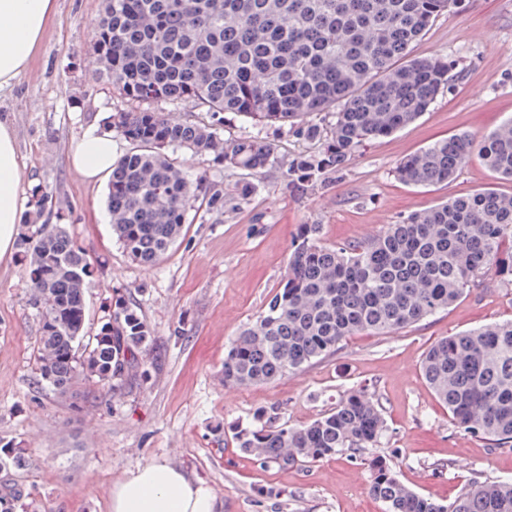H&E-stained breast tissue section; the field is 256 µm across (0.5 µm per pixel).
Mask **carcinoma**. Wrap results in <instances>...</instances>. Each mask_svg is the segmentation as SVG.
<instances>
[{"mask_svg": "<svg viewBox=\"0 0 512 512\" xmlns=\"http://www.w3.org/2000/svg\"><path fill=\"white\" fill-rule=\"evenodd\" d=\"M457 0H104L92 50L100 80L135 103L191 100L216 116L232 112L255 125L280 123L319 155L298 157L284 174L303 191L342 167L362 147L415 122L449 84L448 62L410 57L432 22ZM335 118L323 135L326 115ZM106 128L132 148L108 187L112 232L140 264L160 261L181 237L196 201L224 213V189L167 155L183 148L212 165L260 175L276 159L260 137L226 143L210 125L166 120L149 107L114 112ZM478 154L512 181V119L475 143L452 134L410 155L399 180L434 186L453 180ZM22 224L29 305L40 316L37 372L65 393L94 379L116 396L145 377L151 340L124 293L78 352L94 266L65 225L38 222L52 197L35 191ZM497 268L512 285V194L494 189L453 197L389 224L376 236L327 244L321 225L303 224L288 271L256 320L224 354V385L251 387L301 371L334 354L357 332L392 333L448 309ZM422 375L457 426L498 445L512 444V321L492 322L433 344ZM262 409L241 429L238 447L262 466L317 462L346 449L374 448L387 426L374 398L356 390L306 425L276 424ZM368 493L385 512H512V479L474 482L452 501L422 495L381 459L370 463Z\"/></svg>", "mask_w": 512, "mask_h": 512, "instance_id": "cac0c4a2", "label": "carcinoma"}]
</instances>
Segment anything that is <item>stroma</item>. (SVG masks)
Listing matches in <instances>:
<instances>
[{
	"mask_svg": "<svg viewBox=\"0 0 512 512\" xmlns=\"http://www.w3.org/2000/svg\"><path fill=\"white\" fill-rule=\"evenodd\" d=\"M462 3L436 18L412 51L451 61L448 89L415 123L356 152L325 185L297 194L283 178L293 159L317 154L320 142L230 112L220 128L225 140L259 136L277 146L276 162L253 179L258 189L247 199L235 191L245 172L170 150L177 163L223 186L226 202L220 214L198 210L167 255L147 267L112 234L107 182L85 180L69 159L87 127L127 107L97 79L92 39L103 2L56 0V19L28 72L0 94V119L13 129L24 191L52 194L95 265L85 335L107 320L114 291L129 293L151 329L143 352L151 369L114 398L85 381L64 394L50 391L35 370L40 317L27 301L22 256L0 260V442L26 459L21 467L0 465V485L22 493L15 512H108L114 484L152 462L208 487L221 512H384L368 492L375 456L415 491L443 501L473 481L512 477V447L459 428L420 370L441 338L512 320V286L492 267L480 287L412 327L349 337L335 354L263 386L224 385V350L280 287L300 225H321L324 242L345 243L454 196L487 187L512 193V182L476 156L444 185H407L395 175L401 160L439 139L466 133L478 141L512 118V0ZM357 389L382 407L387 431L377 448L263 467L234 440L260 409L278 408L281 420L303 425Z\"/></svg>",
	"mask_w": 512,
	"mask_h": 512,
	"instance_id": "stroma-1",
	"label": "stroma"
}]
</instances>
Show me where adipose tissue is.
<instances>
[{"mask_svg":"<svg viewBox=\"0 0 512 512\" xmlns=\"http://www.w3.org/2000/svg\"><path fill=\"white\" fill-rule=\"evenodd\" d=\"M55 15V0H0V93L11 89L37 54ZM117 150L110 133L91 126L70 151L72 166L88 181L111 173ZM22 170L15 138L0 120V258L13 251L21 221ZM213 492L181 470L152 463L112 488L110 512H218Z\"/></svg>","mask_w":512,"mask_h":512,"instance_id":"obj_1","label":"adipose tissue"}]
</instances>
